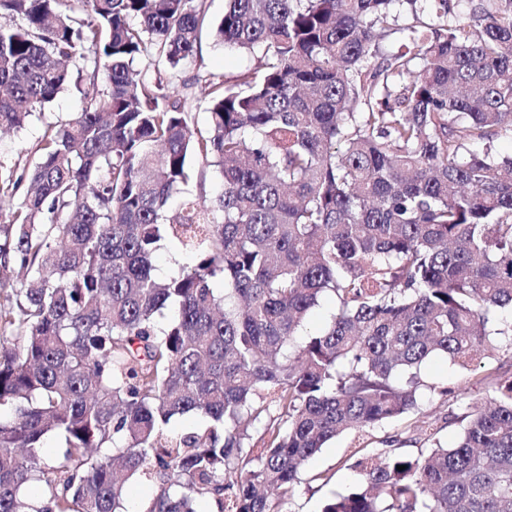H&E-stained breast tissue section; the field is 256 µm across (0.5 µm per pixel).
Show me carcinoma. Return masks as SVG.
<instances>
[{
    "label": "carcinoma",
    "mask_w": 512,
    "mask_h": 512,
    "mask_svg": "<svg viewBox=\"0 0 512 512\" xmlns=\"http://www.w3.org/2000/svg\"><path fill=\"white\" fill-rule=\"evenodd\" d=\"M450 2L225 0L216 41L259 65L205 80L202 133L173 78L204 0H0V129L100 87L28 174L0 165V270L25 276L0 306V512H130L137 477L138 512H283L330 440L421 412L432 356L512 359V0ZM163 242L191 261L161 280ZM485 380L453 445L427 419L424 449H355L321 512H512V374ZM333 309L334 303L331 299H322L320 305L310 312L306 321V331L316 333L323 329L328 323Z\"/></svg>",
    "instance_id": "obj_1"
}]
</instances>
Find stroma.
Listing matches in <instances>:
<instances>
[{
  "mask_svg": "<svg viewBox=\"0 0 512 512\" xmlns=\"http://www.w3.org/2000/svg\"><path fill=\"white\" fill-rule=\"evenodd\" d=\"M257 65V57L224 48L214 41L210 32H203L196 55L174 77L176 84L188 87V110L195 129L204 132L209 127L208 99L203 79L212 76L233 83ZM81 102L82 98L76 90L64 89L23 130L0 134V163L20 171L31 170L40 157L41 138L46 126L68 119L79 110ZM496 367L511 372L512 359L500 355L485 360L483 365L463 370L453 365L447 357L437 356L424 365L423 379L427 387L422 408L430 417L436 418L438 437L443 444L456 442L460 433L457 418L466 406L488 399L489 389L482 377L486 370ZM413 421V416L407 415L383 422L360 435L344 433L331 440L308 460L302 480L288 505L290 512H319L328 490L340 493L350 491L357 483L356 473L347 464L354 448L381 451L387 437H408ZM317 474L331 476L329 487L323 488L314 482L313 477Z\"/></svg>",
  "mask_w": 512,
  "mask_h": 512,
  "instance_id": "1",
  "label": "stroma"
}]
</instances>
